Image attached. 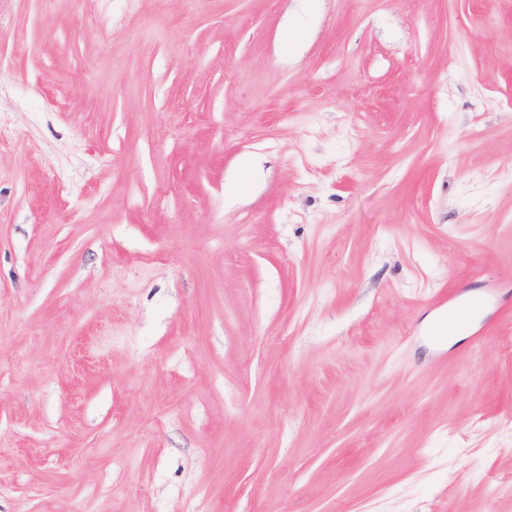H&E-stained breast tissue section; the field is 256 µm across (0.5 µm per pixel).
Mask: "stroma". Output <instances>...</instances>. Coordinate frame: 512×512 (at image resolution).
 Wrapping results in <instances>:
<instances>
[{"mask_svg":"<svg viewBox=\"0 0 512 512\" xmlns=\"http://www.w3.org/2000/svg\"><path fill=\"white\" fill-rule=\"evenodd\" d=\"M0 121V512H512V0H0Z\"/></svg>","mask_w":512,"mask_h":512,"instance_id":"35a3bbf8","label":"stroma"}]
</instances>
